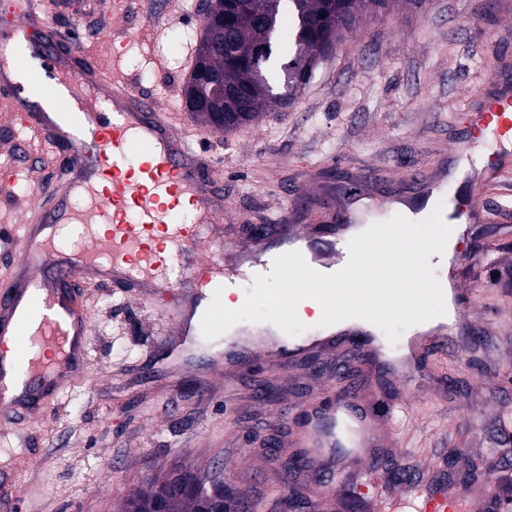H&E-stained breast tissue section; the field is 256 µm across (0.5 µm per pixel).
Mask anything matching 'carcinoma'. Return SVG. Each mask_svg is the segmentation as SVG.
I'll return each mask as SVG.
<instances>
[{
    "mask_svg": "<svg viewBox=\"0 0 512 512\" xmlns=\"http://www.w3.org/2000/svg\"><path fill=\"white\" fill-rule=\"evenodd\" d=\"M391 0H210L215 22L203 27L195 65L184 96L202 93L201 79L224 82L232 94L207 97L192 116L216 130L231 134L257 121L270 104L290 108L317 62L333 50L364 16L381 18ZM272 49L263 72L251 68L253 51L266 41ZM194 475L171 481L153 479L130 496L125 506L149 512L159 496L167 497L168 512H197Z\"/></svg>",
    "mask_w": 512,
    "mask_h": 512,
    "instance_id": "cac0c4a2",
    "label": "carcinoma"
}]
</instances>
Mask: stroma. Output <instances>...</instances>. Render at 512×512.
I'll return each mask as SVG.
<instances>
[{
  "mask_svg": "<svg viewBox=\"0 0 512 512\" xmlns=\"http://www.w3.org/2000/svg\"><path fill=\"white\" fill-rule=\"evenodd\" d=\"M200 0H42L44 15L105 65L116 66L155 98L176 128H188L196 149L217 164L230 207L264 223L281 199L298 212L308 191L342 198L353 175L379 161L398 176L437 165L456 137L458 111L479 78L496 65L497 49L512 51V16L494 0H393L381 19H363L324 58L288 111H271L231 135L192 119L183 87L203 30ZM496 49L483 50L486 35ZM0 226L23 223L38 196L36 179L57 166L40 140L13 123L0 98ZM470 287L486 329L469 335L459 353L439 356L425 372L434 400L414 403L421 428L400 427L399 441L415 465L455 456L454 474L470 463L490 466L512 499V436L501 415L512 408V268L483 262ZM85 305L92 348L84 367L33 421L0 431V475L19 488L17 512H117L146 478L191 467L221 476L235 498L256 512H287V491L308 499L316 488L282 464L294 451L271 444L272 410L318 403L335 361L305 360L306 378L292 386L284 365H260L202 388L193 370L171 377L152 363L163 316L154 306L100 285ZM475 453L462 455L464 444ZM249 455L240 467L241 455ZM346 454L332 466L342 495L369 500L374 483L397 480L380 466L374 482L349 476ZM287 491H280V478Z\"/></svg>",
  "mask_w": 512,
  "mask_h": 512,
  "instance_id": "1",
  "label": "stroma"
}]
</instances>
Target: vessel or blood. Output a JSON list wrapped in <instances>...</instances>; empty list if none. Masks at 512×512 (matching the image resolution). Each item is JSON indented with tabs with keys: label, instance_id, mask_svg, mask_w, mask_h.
Masks as SVG:
<instances>
[{
	"label": "vessel or blood",
	"instance_id": "obj_1",
	"mask_svg": "<svg viewBox=\"0 0 512 512\" xmlns=\"http://www.w3.org/2000/svg\"><path fill=\"white\" fill-rule=\"evenodd\" d=\"M19 20L0 28V96L9 99L14 119L32 129L61 156L57 182L38 185L41 207L26 217L18 233L0 240L12 259L10 282L0 288V419L33 412L57 393L91 346L88 312L80 294L86 284L120 289L162 310L164 323L154 360L173 366L182 346L202 335L223 333L222 302L198 323L189 312L209 297V286L242 284L241 303L262 297L269 262L278 266L281 303L308 295L307 262L341 264L356 225L373 207L399 214L405 204L368 193L352 195L340 208H313L299 216L281 203L270 223L244 225L243 236L229 235L231 209L224 203L222 180L212 160L196 151L187 133L177 131L164 109L125 78H107L97 55L54 26H47L60 50L48 49L30 31L44 25L39 0H23ZM37 57L53 81V94L65 109L32 105L18 86L19 49ZM463 126L449 151L445 172L415 173L422 198L438 196L444 219L461 234L474 224H489L512 210V59L484 76L469 94L460 115ZM192 206L194 227L179 224L181 199ZM82 225L69 252L57 247L63 229ZM178 304H171V297ZM451 331L420 337L407 367L387 360L381 345L361 339L349 321L334 324L328 335L296 349V356L341 349L347 366L389 371L406 395L392 408H360L350 387L331 384L327 401L309 406L301 419L278 411L273 425H287L292 447L330 463L336 448L347 449L353 468L372 476L376 460L388 454L405 458L396 439L399 422H412L409 398L421 390L415 364L438 352H455L462 335L478 321L472 293L457 294ZM285 347L246 332L228 348L214 371L262 361L287 360ZM471 499L477 512H504L507 504L493 477L478 487L448 480L433 459L374 499L378 512L410 505L416 512H459Z\"/></svg>",
	"mask_w": 512,
	"mask_h": 512
}]
</instances>
